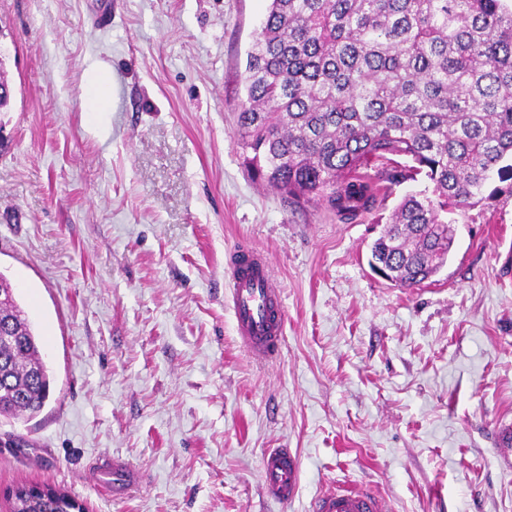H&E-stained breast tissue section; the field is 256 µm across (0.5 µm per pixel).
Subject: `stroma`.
<instances>
[{"label":"stroma","instance_id":"stroma-1","mask_svg":"<svg viewBox=\"0 0 512 512\" xmlns=\"http://www.w3.org/2000/svg\"><path fill=\"white\" fill-rule=\"evenodd\" d=\"M269 0H0V273L39 339L50 395L0 417V512L23 484L87 512H311L354 484L387 512H512V198L456 217L449 259L400 288L369 245L405 195L350 222L251 180L239 78ZM112 72L104 118L84 73ZM282 290L281 355L238 346V250ZM300 460L272 501L266 449ZM141 475L103 491L101 460ZM300 461L289 448H269L262 458L261 479L269 497L288 504L297 495Z\"/></svg>","mask_w":512,"mask_h":512}]
</instances>
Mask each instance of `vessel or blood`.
I'll list each match as a JSON object with an SVG mask.
<instances>
[{"mask_svg":"<svg viewBox=\"0 0 512 512\" xmlns=\"http://www.w3.org/2000/svg\"><path fill=\"white\" fill-rule=\"evenodd\" d=\"M231 309L241 345L257 361L278 354L285 322V309L279 288L263 265L235 274ZM300 461L289 448L267 449L262 458L261 479L272 499L287 504L299 487ZM313 512H386L384 500L373 491L342 485L318 497Z\"/></svg>","mask_w":512,"mask_h":512,"instance_id":"1","label":"vessel or blood"}]
</instances>
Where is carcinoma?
<instances>
[{"label":"carcinoma","mask_w":512,"mask_h":512,"mask_svg":"<svg viewBox=\"0 0 512 512\" xmlns=\"http://www.w3.org/2000/svg\"><path fill=\"white\" fill-rule=\"evenodd\" d=\"M245 167L288 199L322 200L344 220L391 186L427 190L396 205L370 246L401 288L444 266L455 220L491 175L512 197V0H270L241 78ZM410 164L389 170V156ZM50 375L14 288L0 274V416L32 417ZM68 492L18 487L12 512Z\"/></svg>","instance_id":"obj_1"}]
</instances>
